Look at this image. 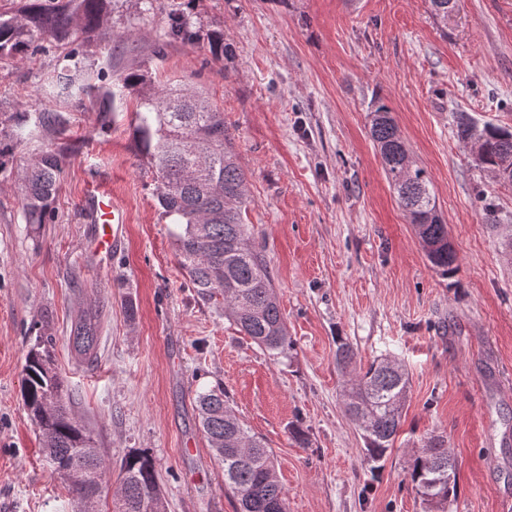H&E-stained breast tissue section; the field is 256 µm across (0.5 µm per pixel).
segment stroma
Returning a JSON list of instances; mask_svg holds the SVG:
<instances>
[{"label":"stroma","mask_w":512,"mask_h":512,"mask_svg":"<svg viewBox=\"0 0 512 512\" xmlns=\"http://www.w3.org/2000/svg\"><path fill=\"white\" fill-rule=\"evenodd\" d=\"M224 27L151 58L176 11ZM82 45L89 83L69 100L39 89L64 49L0 61V112L47 108L63 133L27 141L67 163L54 222L25 223L16 174L0 173V512H80L54 474L21 398L31 329L56 341L55 365L78 421L112 468L152 457L166 512H236L224 466L198 426V391L223 386L234 413L272 451L288 512H424L407 471L424 438L455 460L448 512H512V267L487 207L512 224V186L475 166L459 114L512 127V0H457L447 21L429 0H161L152 23L112 57ZM151 58L156 83L182 80L224 110L248 177L247 222L275 281L293 348L274 360L202 300L178 263L173 226L133 147L135 102L111 71ZM390 107L413 162L431 180L459 269L428 261L367 134ZM126 215L110 254L80 205L92 187ZM99 311L96 356L69 345ZM356 362L392 356L409 370L399 435L373 467L344 413L336 339ZM303 436L295 438L292 426Z\"/></svg>","instance_id":"35a3bbf8"}]
</instances>
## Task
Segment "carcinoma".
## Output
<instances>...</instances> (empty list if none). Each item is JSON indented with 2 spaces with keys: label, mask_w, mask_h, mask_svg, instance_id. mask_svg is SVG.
Segmentation results:
<instances>
[{
  "label": "carcinoma",
  "mask_w": 512,
  "mask_h": 512,
  "mask_svg": "<svg viewBox=\"0 0 512 512\" xmlns=\"http://www.w3.org/2000/svg\"><path fill=\"white\" fill-rule=\"evenodd\" d=\"M138 22L127 28L132 38L150 22L158 0H141ZM87 42L112 43L108 27V0H22L12 12L0 13V58L33 55L45 41L70 44L74 28ZM206 37L216 59L224 57V30L202 31L192 14L181 12L156 37L152 53L160 55L172 42L195 43ZM73 48V64L57 70L42 87L47 98L66 100L85 89V72ZM137 102L133 113L137 153L147 160L155 193L165 217L179 226L176 234L179 265L198 296L224 310L240 333L277 360L288 357L292 341L273 278L262 251L250 243L243 219L247 176L240 166L234 135L224 123V112L205 94L187 84L158 85L140 63L116 75ZM66 123L58 112L31 109L0 117V172L19 146L22 131L29 135L57 132ZM457 134L473 161L494 174L512 169V129L485 125L479 129L465 115ZM369 135L376 145L388 183L410 214L426 257L442 275L458 270L457 255L448 245V226L438 213L427 172L412 164L391 109L382 101L369 113ZM66 155L47 147L26 160L22 174V211L28 224L54 221L57 185ZM488 221L500 237L502 253L512 265V224L500 223L487 210ZM97 325L83 318L71 328L77 355H94ZM349 341L336 339V366L341 376L340 396L346 415L354 421L371 462H381L400 430L410 380L406 366L396 359L374 360L355 367ZM24 406L36 427L42 452L54 471L70 480L84 512H98L106 478L100 448L91 431L74 418L67 389L54 363L52 337L38 331L27 355L22 379ZM196 410L202 434L216 458L224 464V486L236 497L239 512H288L287 493L275 472L271 451L232 411L224 388L200 392ZM456 470L442 440L429 437L413 456L410 482L425 512H447L457 480L443 482L431 493L424 488L441 470ZM119 512H165L153 459L141 452L127 455L119 474Z\"/></svg>",
  "instance_id": "obj_1"
}]
</instances>
